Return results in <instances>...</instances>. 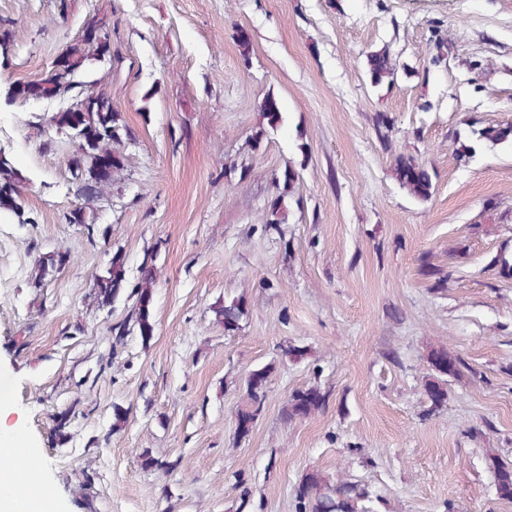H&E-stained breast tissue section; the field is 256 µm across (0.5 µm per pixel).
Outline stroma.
<instances>
[{"label": "stroma", "mask_w": 512, "mask_h": 512, "mask_svg": "<svg viewBox=\"0 0 512 512\" xmlns=\"http://www.w3.org/2000/svg\"><path fill=\"white\" fill-rule=\"evenodd\" d=\"M94 19L112 57L91 88L127 134L86 205L73 141L35 124L66 100L5 87L48 77ZM384 46L412 73L374 88L366 56ZM269 95L283 123L258 143ZM475 120L512 123V0H0V149L23 207L0 216V383L58 512H296L312 470L359 482L370 512H512L489 460H512V150L461 159ZM400 154L429 167L428 201L395 179ZM79 207L85 223H68ZM117 253L128 285L157 270L149 342L113 346L130 306L93 298ZM232 298L246 313L228 332L213 310ZM433 346L466 364L437 408ZM312 385L325 408L285 420ZM296 174L295 171L291 168H286L285 171L282 174V182H283V188L282 191L279 192L278 196L276 197L273 204L270 206L269 209V217L267 219V223L270 225H277V224H283L286 221V210L284 206V198L288 194L293 192L294 189V183ZM270 371L271 368L269 366L255 370L248 380V396L251 410L243 412L244 414H247L252 421L263 408L266 399V385Z\"/></svg>", "instance_id": "stroma-1"}]
</instances>
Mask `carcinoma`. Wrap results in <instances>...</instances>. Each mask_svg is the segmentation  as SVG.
<instances>
[{
	"instance_id": "1",
	"label": "carcinoma",
	"mask_w": 512,
	"mask_h": 512,
	"mask_svg": "<svg viewBox=\"0 0 512 512\" xmlns=\"http://www.w3.org/2000/svg\"><path fill=\"white\" fill-rule=\"evenodd\" d=\"M68 67L55 73L43 82H17L9 84L6 98L30 99L35 97L49 98L60 93L77 90L69 110L83 114L79 129L72 133L77 143L75 153L70 157L69 164L73 171L80 174L77 194L87 202H93L103 196L107 187L99 183L97 162L99 153L112 151V167L118 171L121 159L113 152L114 145L121 143L119 113L112 108V101L104 93L83 90L85 83L76 77L91 67L97 60V48L94 44L80 38L65 50ZM367 72L374 86L394 83L399 74H410L406 65H399L387 48L371 51L367 55ZM267 126L274 128L282 121L279 104L276 98L269 95L261 107ZM485 143L492 145H512V138L504 135L500 125L471 124V135L468 141L460 145V157L467 160L475 157L477 148ZM395 179L417 200L425 202L432 195V175L427 166L417 162L413 157L399 155L393 167ZM18 182V172L12 161L0 153V186H14ZM283 188L269 209L267 223L283 224L286 221L284 198L293 192L295 171L286 168L282 174ZM125 281V269L120 256L112 257L109 267L95 276L93 284L94 300L101 307L113 304L119 297ZM156 284V270L153 265L144 263L140 269L137 283L133 286L128 298L133 300L131 318L134 327L145 341L154 332L152 315L153 290ZM214 313L218 322L229 325L238 324L244 314L241 300H233L218 306ZM431 374L426 376L424 391L432 405L437 407L447 398L448 378L459 377L463 360L444 347H433L427 356ZM271 368L265 366L253 371L248 380V396L251 410L247 411L250 419H255L263 408L266 399V385ZM326 396L317 386H308L295 390L286 401L283 413L286 419H304L319 412L325 405ZM495 471L496 490L499 498L512 500V461L501 459L495 455L490 458ZM368 491L360 484L336 479L332 482L318 472H310L301 480L297 490L299 512H366L362 502L367 500Z\"/></svg>"
}]
</instances>
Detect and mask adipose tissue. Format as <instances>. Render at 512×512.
<instances>
[{
	"mask_svg": "<svg viewBox=\"0 0 512 512\" xmlns=\"http://www.w3.org/2000/svg\"><path fill=\"white\" fill-rule=\"evenodd\" d=\"M7 417L5 401L0 398V512H54L56 503L49 494L33 493L15 481L18 450L25 440L17 427L7 424Z\"/></svg>",
	"mask_w": 512,
	"mask_h": 512,
	"instance_id": "ef3b65f1",
	"label": "adipose tissue"
}]
</instances>
